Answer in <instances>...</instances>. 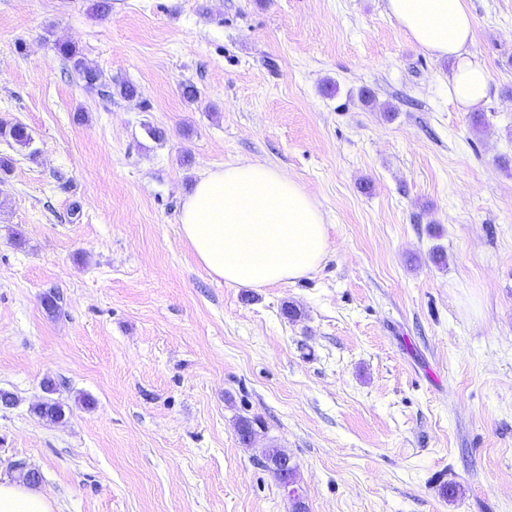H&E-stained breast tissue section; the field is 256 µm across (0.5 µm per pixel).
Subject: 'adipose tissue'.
<instances>
[{"mask_svg":"<svg viewBox=\"0 0 512 512\" xmlns=\"http://www.w3.org/2000/svg\"><path fill=\"white\" fill-rule=\"evenodd\" d=\"M385 12L431 57L452 60L448 97L460 110L483 106L490 74L469 53L473 24L464 0H385ZM197 262L238 288L296 283L316 271L329 239L322 211L281 169L239 163L210 171L179 216ZM37 487L0 473V512H54Z\"/></svg>","mask_w":512,"mask_h":512,"instance_id":"obj_1","label":"adipose tissue"}]
</instances>
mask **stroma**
I'll use <instances>...</instances> for the list:
<instances>
[{
    "instance_id": "obj_1",
    "label": "stroma",
    "mask_w": 512,
    "mask_h": 512,
    "mask_svg": "<svg viewBox=\"0 0 512 512\" xmlns=\"http://www.w3.org/2000/svg\"><path fill=\"white\" fill-rule=\"evenodd\" d=\"M94 2L0 0V120L33 138L0 140V466L55 512H291L279 448L308 512H512V0H465L478 128L383 0ZM243 162L319 202L309 277L196 261L183 201ZM58 50L66 59L72 62L74 70L82 75L89 86L102 83V74L86 67L75 47L70 44H60ZM0 138L12 141L22 148L29 147L32 143L31 134L24 125L4 120L0 121Z\"/></svg>"
}]
</instances>
